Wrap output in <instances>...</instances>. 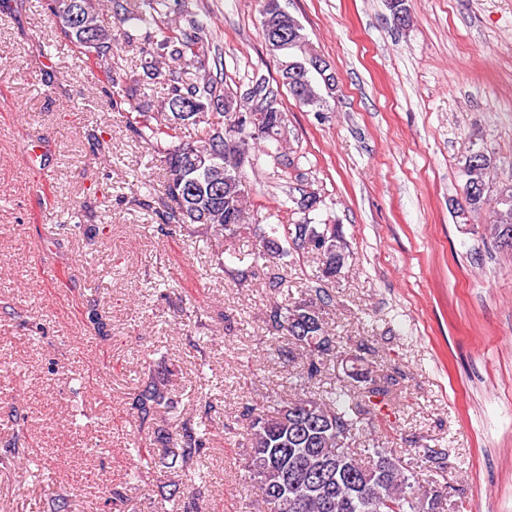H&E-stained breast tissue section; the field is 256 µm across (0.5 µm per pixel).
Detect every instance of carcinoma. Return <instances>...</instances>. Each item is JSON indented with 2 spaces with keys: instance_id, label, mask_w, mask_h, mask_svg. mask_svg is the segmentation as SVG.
Returning a JSON list of instances; mask_svg holds the SVG:
<instances>
[{
  "instance_id": "carcinoma-1",
  "label": "carcinoma",
  "mask_w": 512,
  "mask_h": 512,
  "mask_svg": "<svg viewBox=\"0 0 512 512\" xmlns=\"http://www.w3.org/2000/svg\"><path fill=\"white\" fill-rule=\"evenodd\" d=\"M79 2L85 5L83 14L91 16L95 25L96 35L91 39L63 16L64 0H50L48 7L61 34L83 50L112 87L119 88V94L112 98V107L138 99L151 86L166 87L165 97L157 104V115L141 111V120L135 125L138 137L151 146L155 160L163 167L162 190L168 200L163 214L165 223L204 224L217 234H233L248 228L245 172L235 170L226 153L227 127L232 122L231 112L251 110L254 95L260 94L273 103V110L262 113L265 131L256 137L240 131L234 139L245 153L251 141L279 143L288 139V116L280 108L279 88L261 76L238 93L224 87L223 81L200 74L208 60L210 34L198 20L191 21L187 29L177 25L153 28L156 15L168 7V0H143L138 11L126 12L115 28L102 23L92 0ZM130 21L136 27L154 29L146 50L151 59L144 62L141 74H123L112 61L119 43L129 46L135 42L133 34L123 28ZM287 54L288 61L303 64L310 57L308 40L292 41ZM325 87L329 84L319 72L304 68L295 82L286 84L297 105L314 109L326 104L322 94ZM212 112L222 115L224 120L211 122ZM190 126L195 127L196 138L186 142L182 140V130ZM194 151L220 159L221 165L210 174L211 181L221 190L216 198L204 181L193 192L180 184L185 170L183 161ZM495 166L494 154L474 141L460 170L465 207L479 211L493 205L492 230L499 237L504 225H512V184L500 188L493 200L485 191L478 195L470 192L473 184L488 185ZM264 235L273 239L289 237L292 250L316 255L322 265L316 281L336 278V272L325 268L327 247L342 239L336 228L321 229L307 221L303 235L290 237L288 226L270 224ZM312 292L314 298L287 307L275 300L267 313L273 356L283 367H292L300 383L292 398L284 399L272 390L265 396V404L245 408L250 419L244 465L246 486L258 491L263 512H450L447 508L438 509L434 500L421 504L419 477L403 466L402 456L386 448H375L366 461L345 446V441L362 424L350 406L352 396L358 395L376 405L388 399L394 382L378 381L372 370L365 367L363 348L358 346L348 357L346 376L350 384L344 385L339 379L329 388L311 390L312 382L341 356L340 345L329 332L327 321V309L334 304V298L320 285ZM282 338L290 341V346L281 345ZM169 404V389L163 381L145 385L133 397L134 409L144 418L157 415ZM209 435L210 423L204 420L195 428L183 426L171 432L163 429L160 442L184 463L195 465V475L201 480L206 477ZM133 452L139 467L128 474L130 481L140 479L143 471L152 467L155 456L153 448H135ZM445 456L444 452L423 449L420 460L428 464L429 482L446 480ZM285 481L288 492L302 495L300 508L278 507L275 490Z\"/></svg>"
}]
</instances>
